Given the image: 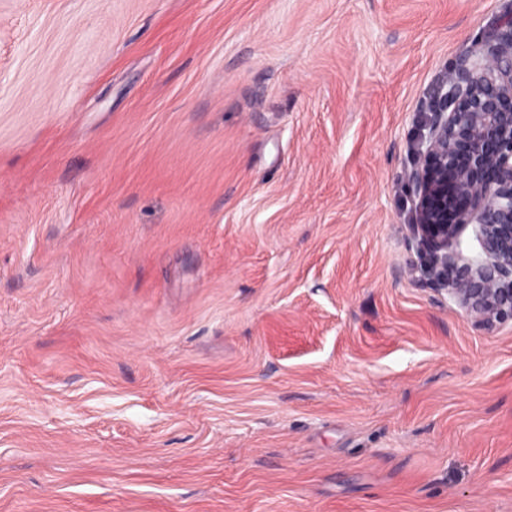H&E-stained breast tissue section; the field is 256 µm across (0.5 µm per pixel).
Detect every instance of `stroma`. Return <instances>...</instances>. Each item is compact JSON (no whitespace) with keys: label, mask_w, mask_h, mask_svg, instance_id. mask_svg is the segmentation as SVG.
<instances>
[{"label":"stroma","mask_w":512,"mask_h":512,"mask_svg":"<svg viewBox=\"0 0 512 512\" xmlns=\"http://www.w3.org/2000/svg\"><path fill=\"white\" fill-rule=\"evenodd\" d=\"M511 13L0 0V512H512V323L406 180Z\"/></svg>","instance_id":"1"}]
</instances>
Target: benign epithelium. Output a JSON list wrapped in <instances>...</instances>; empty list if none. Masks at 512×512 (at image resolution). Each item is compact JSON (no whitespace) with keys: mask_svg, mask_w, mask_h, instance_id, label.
<instances>
[{"mask_svg":"<svg viewBox=\"0 0 512 512\" xmlns=\"http://www.w3.org/2000/svg\"><path fill=\"white\" fill-rule=\"evenodd\" d=\"M413 154L410 273L483 331L512 323V13L438 87Z\"/></svg>","mask_w":512,"mask_h":512,"instance_id":"obj_1","label":"benign epithelium"}]
</instances>
